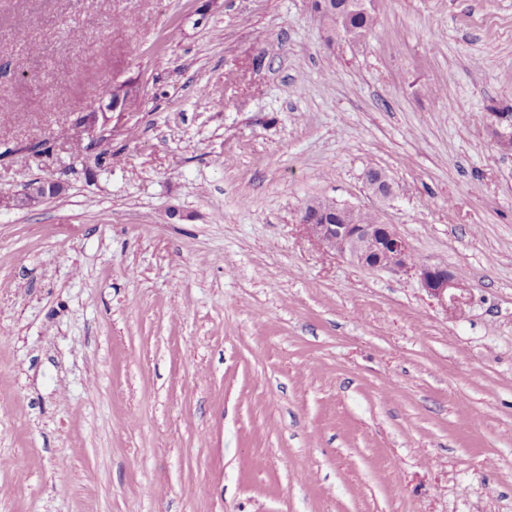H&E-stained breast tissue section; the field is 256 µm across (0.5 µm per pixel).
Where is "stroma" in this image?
Listing matches in <instances>:
<instances>
[{
	"instance_id": "1",
	"label": "stroma",
	"mask_w": 512,
	"mask_h": 512,
	"mask_svg": "<svg viewBox=\"0 0 512 512\" xmlns=\"http://www.w3.org/2000/svg\"><path fill=\"white\" fill-rule=\"evenodd\" d=\"M370 9L355 43L312 0H0V194L65 184L0 212V512H512V0ZM322 198L463 312L320 248ZM104 92L98 93L95 96L98 99ZM140 95V84L136 77L120 78L116 77L112 80V84L107 89L104 96L99 99L97 110L91 114L85 115L81 123L87 124L90 130L93 141L97 143L102 142L103 135L107 126H109L117 114V123L114 128L119 125L118 122L126 114V104L133 95ZM101 119L100 133L97 135V124ZM489 134L499 149L511 152L512 112H489ZM65 186L62 180L33 181L25 188L11 196H0V210L17 209L21 199H25L29 205L34 206L46 197L56 196L63 192ZM311 210L304 208L299 223L321 248L347 258L372 271H389L414 277L427 295L451 316H456L468 302V289L447 266L416 259L409 243L390 224H380L366 211L358 213L361 224L318 222ZM376 222V223H375ZM375 223V224H374Z\"/></svg>"
}]
</instances>
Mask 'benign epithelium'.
Masks as SVG:
<instances>
[{"instance_id":"7a95c632","label":"benign epithelium","mask_w":512,"mask_h":512,"mask_svg":"<svg viewBox=\"0 0 512 512\" xmlns=\"http://www.w3.org/2000/svg\"><path fill=\"white\" fill-rule=\"evenodd\" d=\"M140 94V84L135 77L112 80L104 96L99 99L97 110L83 117L93 141L102 142L103 135L96 133L109 126L114 118H122L126 104ZM487 125L489 134L499 149L512 150V112H491ZM60 179L33 181L11 196H0V210L16 209L21 200L35 205L46 197L63 192ZM300 225L306 234L321 248L372 271H389L414 277L421 288L449 315L460 312L468 302L467 288L463 286L447 266L416 259L409 243L390 224L330 223L318 222L311 210L305 208L300 215Z\"/></svg>"}]
</instances>
